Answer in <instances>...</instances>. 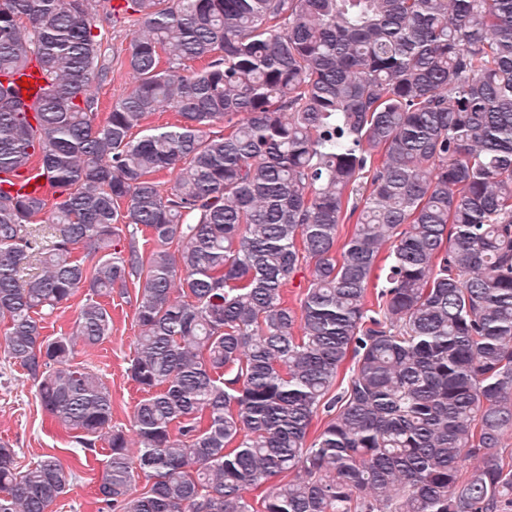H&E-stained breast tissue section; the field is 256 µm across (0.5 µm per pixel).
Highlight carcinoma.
Wrapping results in <instances>:
<instances>
[{"instance_id": "carcinoma-1", "label": "carcinoma", "mask_w": 512, "mask_h": 512, "mask_svg": "<svg viewBox=\"0 0 512 512\" xmlns=\"http://www.w3.org/2000/svg\"><path fill=\"white\" fill-rule=\"evenodd\" d=\"M109 2L0 0V175L51 187L0 178V343L74 455L109 449L99 501L512 512V466L463 467L512 432V0H123L134 84L101 120ZM131 284L134 456L71 364ZM80 290L72 331L43 336ZM76 478L1 444L0 512H49ZM22 76H16V84L18 85L20 95L30 103L35 101L41 92V88L45 86L44 75L37 69H29ZM27 79L28 87L20 86V81Z\"/></svg>"}]
</instances>
